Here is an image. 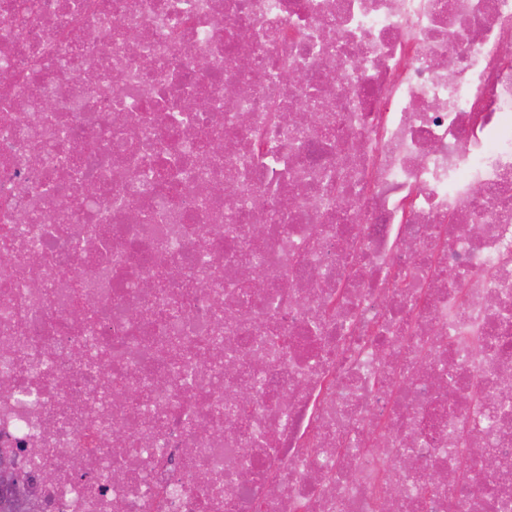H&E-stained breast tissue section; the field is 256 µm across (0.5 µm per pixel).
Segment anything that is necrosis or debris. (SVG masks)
<instances>
[{
  "instance_id": "necrosis-or-debris-1",
  "label": "necrosis or debris",
  "mask_w": 512,
  "mask_h": 512,
  "mask_svg": "<svg viewBox=\"0 0 512 512\" xmlns=\"http://www.w3.org/2000/svg\"><path fill=\"white\" fill-rule=\"evenodd\" d=\"M21 3L0 455L39 512H512V0Z\"/></svg>"
}]
</instances>
